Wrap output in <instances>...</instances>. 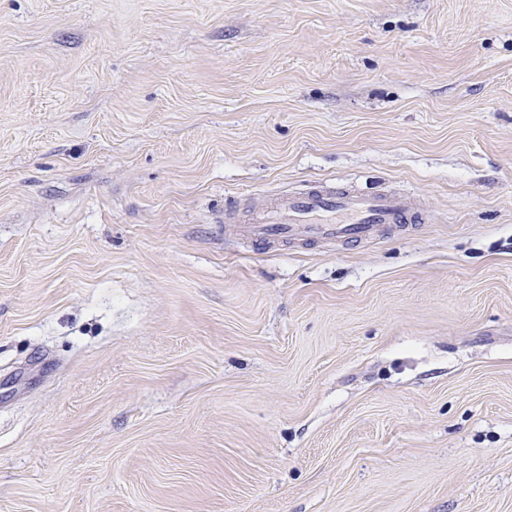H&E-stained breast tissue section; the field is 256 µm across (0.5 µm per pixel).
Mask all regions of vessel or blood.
<instances>
[{
  "label": "vessel or blood",
  "mask_w": 512,
  "mask_h": 512,
  "mask_svg": "<svg viewBox=\"0 0 512 512\" xmlns=\"http://www.w3.org/2000/svg\"><path fill=\"white\" fill-rule=\"evenodd\" d=\"M418 213V202L405 195L318 186L271 196L251 211L240 231L263 247L308 240L362 242L376 237L384 225L407 224Z\"/></svg>",
  "instance_id": "vessel-or-blood-1"
}]
</instances>
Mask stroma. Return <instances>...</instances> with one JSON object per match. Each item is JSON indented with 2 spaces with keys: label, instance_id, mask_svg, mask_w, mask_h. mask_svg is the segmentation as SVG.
Segmentation results:
<instances>
[{
  "label": "stroma",
  "instance_id": "1",
  "mask_svg": "<svg viewBox=\"0 0 512 512\" xmlns=\"http://www.w3.org/2000/svg\"><path fill=\"white\" fill-rule=\"evenodd\" d=\"M0 512H512V0H0ZM419 204L386 192L312 187L298 194L271 196L251 211L240 232L254 245L321 242H362L373 239L386 224L418 218Z\"/></svg>",
  "mask_w": 512,
  "mask_h": 512
}]
</instances>
